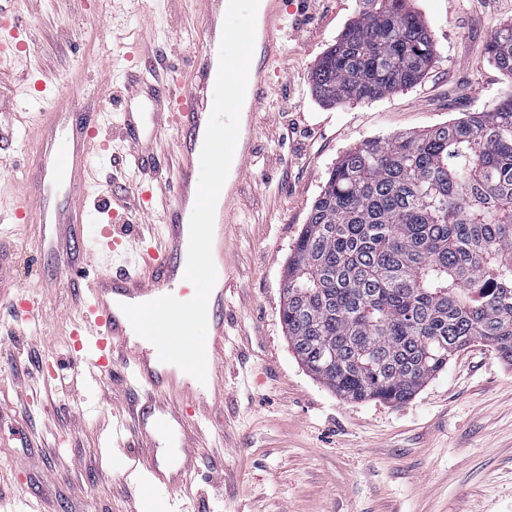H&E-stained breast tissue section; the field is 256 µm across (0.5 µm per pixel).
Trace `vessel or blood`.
Masks as SVG:
<instances>
[{"label": "vessel or blood", "instance_id": "1", "mask_svg": "<svg viewBox=\"0 0 512 512\" xmlns=\"http://www.w3.org/2000/svg\"><path fill=\"white\" fill-rule=\"evenodd\" d=\"M205 39L194 55L196 80L182 94L168 86L142 81L145 111L125 108L120 125L137 168L151 160V143L168 123L177 132V175L172 202L162 215L157 243L143 245L135 273L89 274L94 249L121 253L126 249L127 229L122 224L99 227L95 248L85 245L89 222L86 199L88 155L93 140L112 123L107 112L83 122L69 109L81 91L71 82L59 83L52 95V109L38 127V157L26 174L21 194L9 212L17 224H36L42 248L71 254L72 275L67 285L79 294L78 320L71 332L73 360H81L86 344H94L97 356L89 373L97 380L111 375L116 364L126 368L125 381L137 394L140 407L132 414L134 439L128 448L131 467L148 473L157 492L177 488L196 472L200 458L197 436L210 411L224 401V346L226 319L224 297L236 283L228 253V226L237 209L240 185L254 153L256 116L267 96L271 69L283 55V0H263L257 20L254 54L244 104L246 135L235 150L236 163L220 191L215 208L212 253L218 287L212 289L207 310L206 379L197 381L173 364L161 362L153 344L138 336L122 307L170 294L186 301L195 294L184 277L189 242V221L196 202L200 155L219 68L220 23L223 0H203Z\"/></svg>", "mask_w": 512, "mask_h": 512}]
</instances>
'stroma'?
Wrapping results in <instances>:
<instances>
[{
	"instance_id": "stroma-1",
	"label": "stroma",
	"mask_w": 512,
	"mask_h": 512,
	"mask_svg": "<svg viewBox=\"0 0 512 512\" xmlns=\"http://www.w3.org/2000/svg\"><path fill=\"white\" fill-rule=\"evenodd\" d=\"M435 56L415 85L383 98L328 106L311 71L357 15L360 0H293L284 58L257 115L256 149L229 227L237 285L226 295L224 404L199 436V470L175 498L125 479L113 407L122 381L93 380L70 356L77 295L63 263L41 253L32 224L0 223V295L37 286L46 315L18 321L0 307V512H512V364L475 343L409 400L350 402L295 358L280 318L283 272L331 169L366 140L417 133L497 104L512 78L487 45L512 21V0H410ZM26 55L0 68V210L34 164L35 129L48 108L32 88L83 81L89 111L119 115L150 52L160 80L193 81L204 37L201 0H24ZM285 113L296 134L275 141ZM90 172L108 212L158 235L175 179V130L154 144L163 176L126 158L119 126L104 131Z\"/></svg>"
}]
</instances>
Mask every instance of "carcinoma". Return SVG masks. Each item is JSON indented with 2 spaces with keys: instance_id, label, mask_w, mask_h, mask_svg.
Listing matches in <instances>:
<instances>
[{
  "instance_id": "cac0c4a2",
  "label": "carcinoma",
  "mask_w": 512,
  "mask_h": 512,
  "mask_svg": "<svg viewBox=\"0 0 512 512\" xmlns=\"http://www.w3.org/2000/svg\"><path fill=\"white\" fill-rule=\"evenodd\" d=\"M433 54L409 0H362L313 88L327 104L382 98ZM488 55L512 78V22ZM281 321L300 363L351 401L402 403L475 342L512 362V92L347 151L288 258Z\"/></svg>"
}]
</instances>
